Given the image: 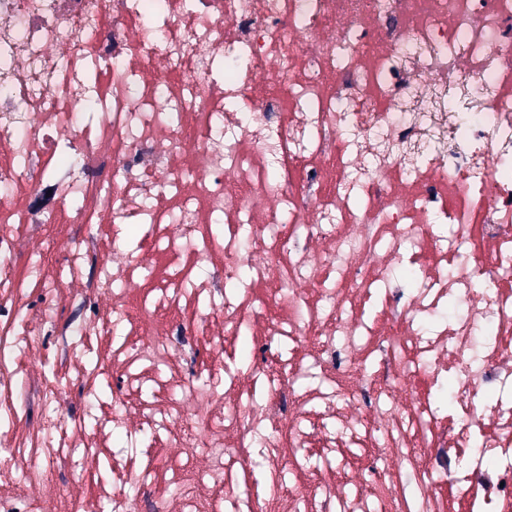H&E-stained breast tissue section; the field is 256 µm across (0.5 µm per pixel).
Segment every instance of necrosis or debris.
<instances>
[{"label":"necrosis or debris","instance_id":"obj_1","mask_svg":"<svg viewBox=\"0 0 512 512\" xmlns=\"http://www.w3.org/2000/svg\"><path fill=\"white\" fill-rule=\"evenodd\" d=\"M112 440L98 512H512V0H0V512Z\"/></svg>","mask_w":512,"mask_h":512}]
</instances>
